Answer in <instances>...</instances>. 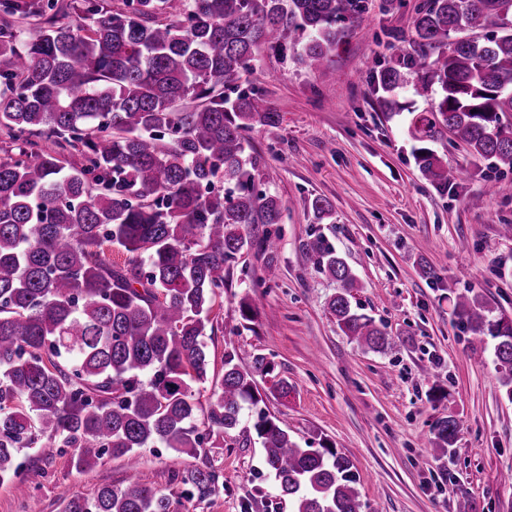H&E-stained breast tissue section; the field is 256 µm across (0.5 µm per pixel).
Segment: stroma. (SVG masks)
<instances>
[{
  "label": "stroma",
  "instance_id": "1",
  "mask_svg": "<svg viewBox=\"0 0 512 512\" xmlns=\"http://www.w3.org/2000/svg\"><path fill=\"white\" fill-rule=\"evenodd\" d=\"M419 2L368 0L363 20L317 70L259 51L246 79L282 120L246 138L263 160L262 189L283 206L279 275L264 281L262 253L237 259L206 338L211 380L195 385V397L208 402L226 349L245 368L254 354H266L291 384L281 397L270 391L274 378L257 377L267 412L300 445L326 442L351 458L364 512H512V484L504 480L512 472V400L492 350L472 352V335L446 295L451 283L471 288L512 316V239L500 234L512 224V178L487 194L485 164L442 136L434 150L467 176L447 190L430 184L408 134L410 111L425 101L404 89L403 113L386 116L369 79L375 61L391 53L388 35L410 41ZM316 196L332 203L331 223H313L308 204ZM316 233L348 262L359 282L353 304L394 336L392 349H367L337 326L327 302L338 286L314 271L303 248ZM425 267L434 278L423 277ZM245 292L258 299L248 325L237 304ZM434 387L440 399L431 398ZM449 415L460 431L451 454L438 459L428 451L431 430ZM19 460L23 476L0 483V512H26L33 503L59 512L63 499L92 496L106 484L165 489L171 474L207 464L223 471V491L173 503V512H293L257 444L197 457L144 448L134 469L107 456L79 471L68 455L35 449Z\"/></svg>",
  "mask_w": 512,
  "mask_h": 512
}]
</instances>
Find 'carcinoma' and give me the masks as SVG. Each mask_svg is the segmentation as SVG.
Masks as SVG:
<instances>
[{"instance_id": "obj_1", "label": "carcinoma", "mask_w": 512, "mask_h": 512, "mask_svg": "<svg viewBox=\"0 0 512 512\" xmlns=\"http://www.w3.org/2000/svg\"><path fill=\"white\" fill-rule=\"evenodd\" d=\"M66 9L84 23L56 24ZM366 10V0H123L119 10L0 0V129L18 149L0 159L1 480L20 475L23 449L68 451L84 471L106 455L135 466L140 449L158 445L196 456L229 437L261 445L294 512H361L351 460L327 444L300 447L261 407L255 376L275 371L266 355L245 369L224 353L203 430L192 384L208 380L205 338L224 271L253 248L274 252L268 226L282 220L280 199L258 189L261 160L246 139L281 116L237 81L263 47L318 69ZM29 18L36 27L22 43L18 22ZM412 42L373 68L385 114L412 86L428 104L409 125L422 177L443 188L465 177L429 147L449 129L488 162L495 194L512 174V0H421ZM309 208L313 223H331L328 200ZM258 224L267 230L257 238ZM112 246L123 262L107 255ZM305 248L338 284L328 310L344 334L392 347L352 306L345 259L322 235ZM448 299L478 342L494 341L512 395V320L490 317L473 292L450 287ZM238 310L253 321V297ZM458 433L453 416L439 419L433 456L448 455ZM185 485L204 500L224 489V473H175L165 490L105 485L61 512H171Z\"/></svg>"}]
</instances>
